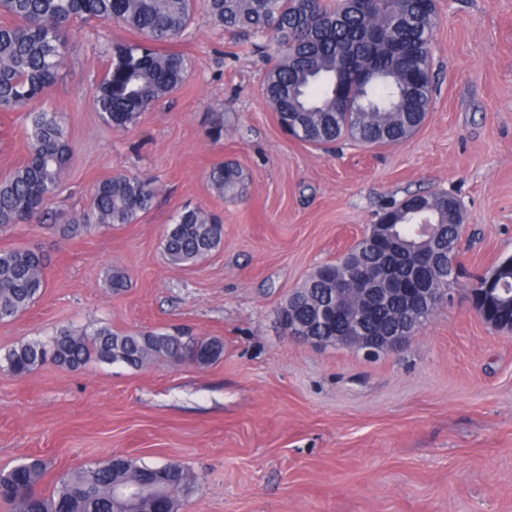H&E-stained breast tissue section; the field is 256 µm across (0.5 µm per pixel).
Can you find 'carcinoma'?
<instances>
[{
  "label": "carcinoma",
  "instance_id": "carcinoma-1",
  "mask_svg": "<svg viewBox=\"0 0 512 512\" xmlns=\"http://www.w3.org/2000/svg\"><path fill=\"white\" fill-rule=\"evenodd\" d=\"M212 21L224 28L234 47L256 45L272 36L275 61L267 70L262 101L279 127L292 138L328 151L348 142L363 147L399 144L424 124L437 92L432 51L438 13L435 0H205ZM196 0H0V112H16L42 99L63 66L66 37L78 22L119 23L140 40L112 47L99 79L96 110L112 128L125 130L141 113L176 92L194 60L161 46L189 28ZM26 161L0 181V226L60 223L51 208L73 158V144L57 112L26 113ZM231 125L224 112L213 113L207 131L220 140ZM245 180L234 162L214 165L208 176L219 196L235 195ZM158 188L150 179L125 174L99 181L90 210L67 218L66 237L89 224L135 223L150 210ZM389 225L381 243L360 239L334 263L318 267L288 294L279 309L283 328L313 336L356 331L354 322L367 305L369 283L385 290V302L367 321L369 332L385 335L408 323L424 324L439 304L419 294L418 306L404 302L402 288H450L458 283L439 263V242L417 234L434 224L457 242L463 214L457 197L446 191L413 194L390 206L377 225ZM224 243L221 217L202 207L184 208L162 241V255L173 266L198 262ZM45 257L16 247L0 250V320L28 310L46 288ZM492 272L494 291L477 275L467 284L470 297L489 300L487 324L512 330V263L503 259ZM218 338L175 334L170 330L117 332L107 325L65 328L46 341L24 342L5 360L16 376L51 362L77 370L91 361L129 367L162 363L209 365L222 356ZM47 462L30 457L0 471V503L8 512H154L162 490L174 510L197 476L172 462L161 471L129 458L89 464L62 475L56 493L39 492ZM141 486L147 491L120 499L115 489Z\"/></svg>",
  "mask_w": 512,
  "mask_h": 512
}]
</instances>
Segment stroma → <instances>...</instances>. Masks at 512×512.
<instances>
[{
	"instance_id": "1",
	"label": "stroma",
	"mask_w": 512,
	"mask_h": 512,
	"mask_svg": "<svg viewBox=\"0 0 512 512\" xmlns=\"http://www.w3.org/2000/svg\"><path fill=\"white\" fill-rule=\"evenodd\" d=\"M438 93L423 127L392 147L326 152L285 136L261 100L271 62L228 39L198 9L174 50L195 61L183 86L136 126H107L91 95L103 51L132 40L123 27L84 23L67 37L59 79L41 107L58 112L74 156L53 209L86 210L115 174L155 181L136 223L0 229V249L47 257V286L0 321V470L27 457L49 463L41 485L122 455L180 463L197 481L180 512H512V332L487 325L465 292L421 326L398 354L367 358L289 339L278 320L288 293L336 261L394 201L444 190L458 197L465 267L512 256V0H437ZM231 107L234 127L206 134ZM25 112H0V179L26 157ZM242 166L246 185L220 197L207 174ZM186 206L224 218V243L173 266L161 243ZM129 286L113 293L111 269ZM185 327L224 342L207 367L134 369L54 365L23 378L5 361L20 343L66 327Z\"/></svg>"
}]
</instances>
